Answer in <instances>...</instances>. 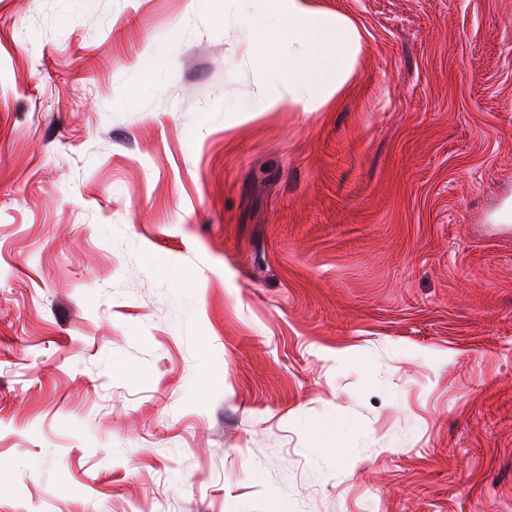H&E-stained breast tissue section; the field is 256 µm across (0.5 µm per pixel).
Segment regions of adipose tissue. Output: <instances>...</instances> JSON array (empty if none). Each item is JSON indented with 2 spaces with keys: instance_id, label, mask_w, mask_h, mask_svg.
Here are the masks:
<instances>
[{
  "instance_id": "obj_1",
  "label": "adipose tissue",
  "mask_w": 512,
  "mask_h": 512,
  "mask_svg": "<svg viewBox=\"0 0 512 512\" xmlns=\"http://www.w3.org/2000/svg\"><path fill=\"white\" fill-rule=\"evenodd\" d=\"M262 2L278 25L256 35L260 63L283 79L290 105L308 112L325 104L353 74L361 44L359 29L346 16L318 15L310 0Z\"/></svg>"
}]
</instances>
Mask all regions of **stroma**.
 I'll return each instance as SVG.
<instances>
[{
    "label": "stroma",
    "mask_w": 512,
    "mask_h": 512,
    "mask_svg": "<svg viewBox=\"0 0 512 512\" xmlns=\"http://www.w3.org/2000/svg\"><path fill=\"white\" fill-rule=\"evenodd\" d=\"M0 0V512H512V0ZM278 20L271 32L255 38L256 55L268 72L288 89V105L309 112L343 89L353 74L361 34L346 16L328 19L316 13L309 0H260ZM288 41V56L280 52Z\"/></svg>",
    "instance_id": "stroma-1"
}]
</instances>
